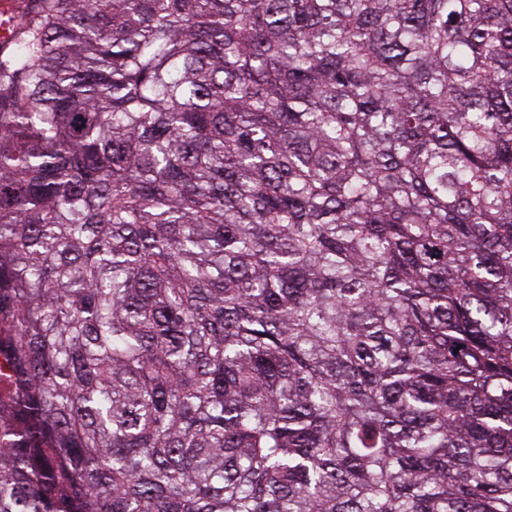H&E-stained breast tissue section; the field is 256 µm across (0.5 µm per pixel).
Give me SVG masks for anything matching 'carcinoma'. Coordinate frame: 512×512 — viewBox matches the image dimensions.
<instances>
[{"label":"carcinoma","instance_id":"1","mask_svg":"<svg viewBox=\"0 0 512 512\" xmlns=\"http://www.w3.org/2000/svg\"><path fill=\"white\" fill-rule=\"evenodd\" d=\"M12 27L0 512H512V0Z\"/></svg>","mask_w":512,"mask_h":512}]
</instances>
